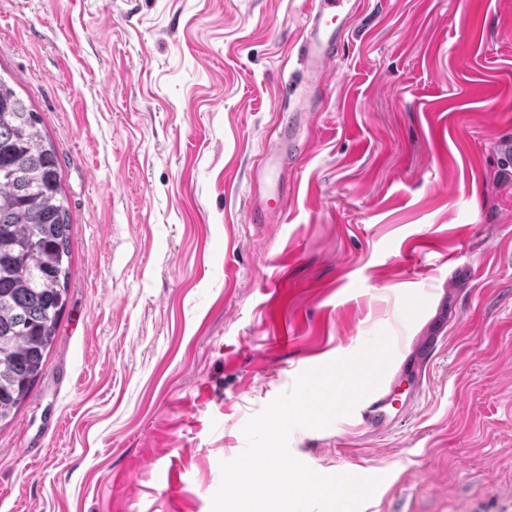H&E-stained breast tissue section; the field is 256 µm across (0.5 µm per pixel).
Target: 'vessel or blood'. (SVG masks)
<instances>
[{
  "label": "vessel or blood",
  "mask_w": 512,
  "mask_h": 512,
  "mask_svg": "<svg viewBox=\"0 0 512 512\" xmlns=\"http://www.w3.org/2000/svg\"><path fill=\"white\" fill-rule=\"evenodd\" d=\"M314 7L304 22L307 37L303 49L306 77L320 81L323 69L340 43L350 16L356 12L359 0H313ZM285 160L273 155L270 163L260 170V181L252 198L248 221L262 223L266 218L283 215L288 208V198L274 187L278 171L284 170ZM437 349L436 341L422 343L406 358L392 359L378 387L361 399L351 417L358 427L372 434L385 433L399 418L407 416L411 403H396L392 388L398 378H407L413 388H420Z\"/></svg>",
  "instance_id": "vessel-or-blood-1"
}]
</instances>
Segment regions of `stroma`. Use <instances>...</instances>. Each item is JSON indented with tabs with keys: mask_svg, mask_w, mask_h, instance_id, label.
<instances>
[{
	"mask_svg": "<svg viewBox=\"0 0 512 512\" xmlns=\"http://www.w3.org/2000/svg\"><path fill=\"white\" fill-rule=\"evenodd\" d=\"M310 8L0 0V75L57 148L71 223L46 370L0 428V512H211L246 422L382 331L440 342L409 417L296 428L293 456L383 473L359 512H512V0H364L318 86ZM284 104L303 153L253 226ZM285 160L281 152L272 156L270 163L260 169V181L252 198L248 213L249 224H260L266 218L282 216L288 208V196L280 190V182L285 170ZM279 170V178L274 188H271L275 173Z\"/></svg>",
	"mask_w": 512,
	"mask_h": 512,
	"instance_id": "1",
	"label": "stroma"
}]
</instances>
